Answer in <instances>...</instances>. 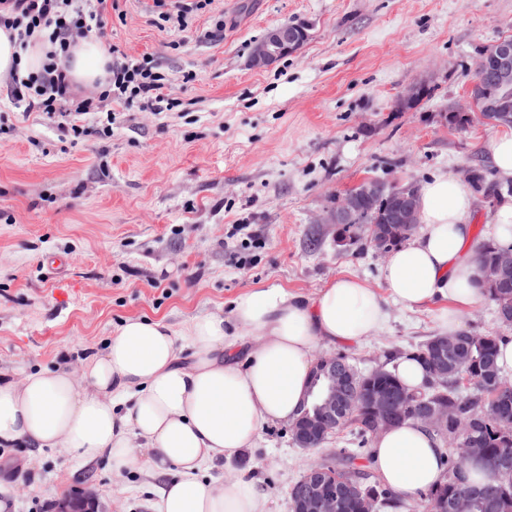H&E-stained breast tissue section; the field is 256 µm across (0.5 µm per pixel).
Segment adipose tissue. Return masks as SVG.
Wrapping results in <instances>:
<instances>
[{
    "label": "adipose tissue",
    "instance_id": "adipose-tissue-1",
    "mask_svg": "<svg viewBox=\"0 0 512 512\" xmlns=\"http://www.w3.org/2000/svg\"><path fill=\"white\" fill-rule=\"evenodd\" d=\"M110 62L104 41L81 43L70 76L82 85L105 80ZM418 197L421 230L388 254L385 294L344 275L313 297L250 289L229 316L195 318L179 331L127 318L103 351L86 357L80 376L61 369L19 382L0 377V447L24 443L148 469L165 479L156 512H264L249 481L217 488L203 472L249 447L263 425L295 419L320 343L365 341L385 322L389 301L408 310L447 301L444 328L453 333L461 311L482 297L470 246L472 193L441 174L423 183ZM246 330L259 332L262 346L243 367L232 349ZM443 455L426 427L405 423L375 438L371 464L383 483L413 498L443 483ZM172 466L179 477L170 481Z\"/></svg>",
    "mask_w": 512,
    "mask_h": 512
}]
</instances>
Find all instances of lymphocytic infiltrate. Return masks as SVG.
<instances>
[{"instance_id":"f902f5d3","label":"lymphocytic infiltrate","mask_w":512,"mask_h":512,"mask_svg":"<svg viewBox=\"0 0 512 512\" xmlns=\"http://www.w3.org/2000/svg\"><path fill=\"white\" fill-rule=\"evenodd\" d=\"M109 0H0V28L12 32L21 51L41 44L38 70H10L5 79L12 100L58 121L74 137L92 135L88 117H101L112 104L136 99L162 102L166 79L149 58L113 63L105 82L74 85L67 62L81 41L101 36Z\"/></svg>"}]
</instances>
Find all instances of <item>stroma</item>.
<instances>
[{
	"instance_id": "1",
	"label": "stroma",
	"mask_w": 512,
	"mask_h": 512,
	"mask_svg": "<svg viewBox=\"0 0 512 512\" xmlns=\"http://www.w3.org/2000/svg\"><path fill=\"white\" fill-rule=\"evenodd\" d=\"M217 15L224 37L206 40ZM155 19L154 0H119L105 21L108 46L150 57L171 81L160 104L113 105L105 132L73 139L0 86V372L14 380L81 373L129 317L179 328L230 313L252 288L314 296L349 274L384 290L385 256L337 245L335 225L320 223L333 197L368 179L418 186L476 169L497 181L499 127H451L448 106L464 101L479 50L512 36V0H213L183 32ZM281 23L304 26L307 43L253 69L254 45ZM415 78L431 94L400 108ZM447 308L390 303L365 342L317 351L393 370L442 335ZM354 443L346 430L306 450L288 424H268L204 477L220 488L246 476L265 512H291L290 486ZM59 485L98 512H155L159 482L51 448H0V512H43Z\"/></svg>"
}]
</instances>
